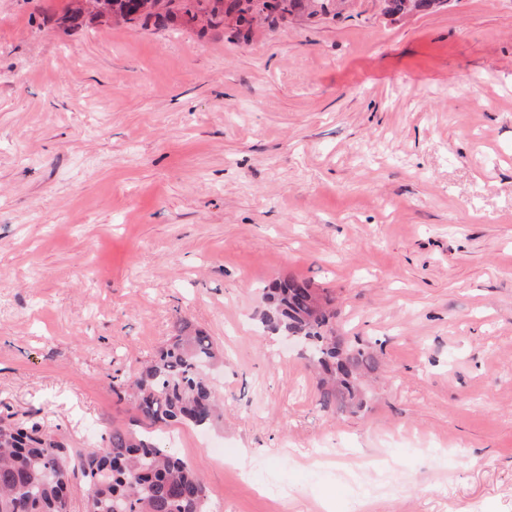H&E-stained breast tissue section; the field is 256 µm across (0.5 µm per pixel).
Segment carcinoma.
I'll return each mask as SVG.
<instances>
[{"label": "carcinoma", "instance_id": "cac0c4a2", "mask_svg": "<svg viewBox=\"0 0 512 512\" xmlns=\"http://www.w3.org/2000/svg\"><path fill=\"white\" fill-rule=\"evenodd\" d=\"M59 18L74 24L83 15L163 26L183 17L216 28L224 17L251 26L261 18L275 26L289 16L325 11V0H72ZM435 0H385V12L404 15L416 3L422 10ZM261 322L273 334L290 335L308 346L309 359L320 373V404L353 406L358 377L375 368L369 346L336 336L328 309L310 285L293 277L266 289ZM221 359L208 334L179 319L175 333L146 362L125 393L135 421L151 428L159 423L210 427L223 418L224 400L208 378ZM81 481L86 512H209L208 488L184 459L170 453L150 432L115 427L105 446L72 452L37 424L23 418H0V512H69L71 481Z\"/></svg>", "mask_w": 512, "mask_h": 512}]
</instances>
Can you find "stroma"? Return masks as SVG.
I'll use <instances>...</instances> for the list:
<instances>
[{"label": "stroma", "mask_w": 512, "mask_h": 512, "mask_svg": "<svg viewBox=\"0 0 512 512\" xmlns=\"http://www.w3.org/2000/svg\"><path fill=\"white\" fill-rule=\"evenodd\" d=\"M67 2L0 0V416L102 447L182 317L224 424L156 436L211 512H512V0L247 37ZM288 276L369 345L362 408L264 331Z\"/></svg>", "instance_id": "stroma-1"}]
</instances>
